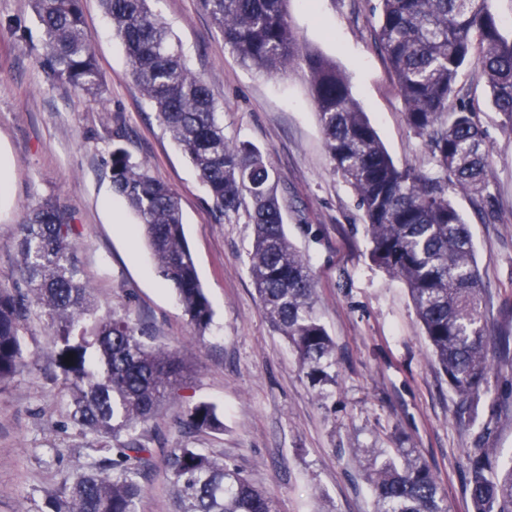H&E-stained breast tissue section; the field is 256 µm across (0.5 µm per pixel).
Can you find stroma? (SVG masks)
<instances>
[{
    "mask_svg": "<svg viewBox=\"0 0 512 512\" xmlns=\"http://www.w3.org/2000/svg\"><path fill=\"white\" fill-rule=\"evenodd\" d=\"M378 0H288L301 42L349 78L396 163L427 165L409 129L388 62L375 44ZM188 67L210 88L224 136L259 147L275 170L288 237L308 259L317 314L336 346V382L320 397L287 341L267 321L248 274L253 226L224 215L186 154L135 83L100 0L83 18L103 77L96 96L52 79L39 65L43 38L30 0H0V286H20L17 226L46 198L72 217L82 277L101 312L128 315L156 344L179 349L184 377L143 433L152 456L139 512H175L168 458L201 448L237 468L278 512H374L365 466L374 448H409L427 462L448 512H469L465 451L477 442L512 461V129L503 127L476 64L461 81L487 134L491 189L501 220L482 224L470 200L454 201L469 224L485 285L495 348L490 395L475 422L436 366L407 288L369 259L363 212L334 172L306 79L267 77L225 46L201 0H151ZM121 141L180 199L186 238L213 309L194 336L170 284L157 272L137 216L112 190L107 161ZM28 367L0 385V512H36L96 458L97 442L69 420L55 377L56 338L32 319L22 339ZM216 404L224 429L188 432L186 410Z\"/></svg>",
    "mask_w": 512,
    "mask_h": 512,
    "instance_id": "stroma-1",
    "label": "stroma"
}]
</instances>
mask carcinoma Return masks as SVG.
Here are the masks:
<instances>
[{
    "label": "carcinoma",
    "instance_id": "cac0c4a2",
    "mask_svg": "<svg viewBox=\"0 0 512 512\" xmlns=\"http://www.w3.org/2000/svg\"><path fill=\"white\" fill-rule=\"evenodd\" d=\"M131 74L157 117L196 169L214 207L248 212L254 226L248 272L272 328L292 346L320 388L336 382V350L316 316L308 260L288 238L283 205L265 154L229 142L207 83L187 66L149 0H101ZM287 0H202L224 44L248 68L268 76L301 72L317 108L334 170L362 208L369 257L401 280L449 387L457 417L475 419L489 394L490 338L485 287L470 229L450 193L469 196L483 224L500 220L491 191L485 133L464 102L462 68L473 50L504 126L512 128V37L501 33L491 0H379L377 42L403 102L407 124L428 151L430 170L394 162L336 63L307 49L293 30ZM43 31L44 64L57 80L98 94L102 75L85 29L82 0H32ZM112 188L137 216L158 272L169 282L195 335L212 322L184 234L179 200L146 165L112 146ZM69 212L52 199L28 208L19 225L18 271L27 297L0 286V383L25 366L21 338L28 305L57 338L56 367L68 415L99 442L103 457L49 497V512H138L149 462L139 429L173 395L182 377L178 351L158 346L115 313L98 314L79 277ZM69 361H64L68 355ZM193 432L224 427L215 405L199 401L184 421ZM368 460L376 512H448L430 466L402 448ZM471 512H512V466L493 448L466 451ZM178 512H276L266 491L201 448H176L168 461Z\"/></svg>",
    "mask_w": 512,
    "mask_h": 512
}]
</instances>
